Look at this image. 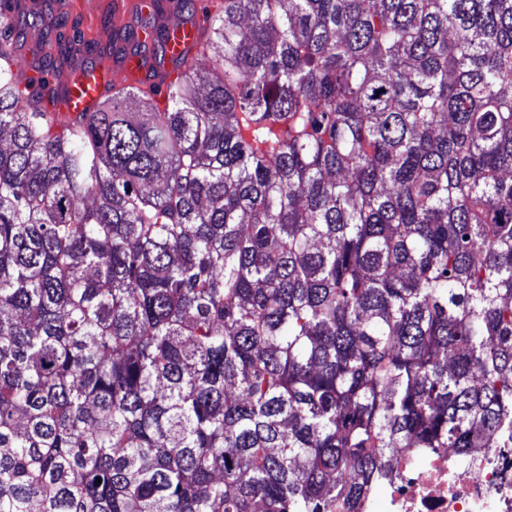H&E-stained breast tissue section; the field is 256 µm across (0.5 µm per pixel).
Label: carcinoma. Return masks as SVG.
Instances as JSON below:
<instances>
[{"instance_id":"obj_1","label":"carcinoma","mask_w":512,"mask_h":512,"mask_svg":"<svg viewBox=\"0 0 512 512\" xmlns=\"http://www.w3.org/2000/svg\"><path fill=\"white\" fill-rule=\"evenodd\" d=\"M203 12L162 112L54 133L61 70L0 69V512H363L512 448V0Z\"/></svg>"}]
</instances>
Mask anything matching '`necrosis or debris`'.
Wrapping results in <instances>:
<instances>
[{"mask_svg": "<svg viewBox=\"0 0 512 512\" xmlns=\"http://www.w3.org/2000/svg\"><path fill=\"white\" fill-rule=\"evenodd\" d=\"M382 512H512V448L479 449L466 464L452 449L406 456Z\"/></svg>", "mask_w": 512, "mask_h": 512, "instance_id": "1", "label": "necrosis or debris"}]
</instances>
